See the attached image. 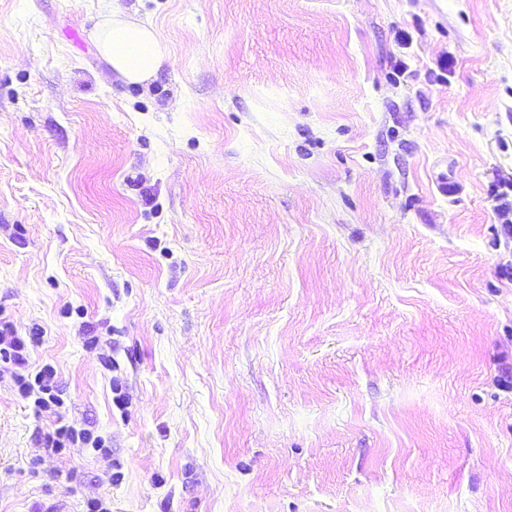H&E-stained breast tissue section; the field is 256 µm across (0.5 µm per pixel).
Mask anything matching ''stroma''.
<instances>
[{
    "mask_svg": "<svg viewBox=\"0 0 512 512\" xmlns=\"http://www.w3.org/2000/svg\"><path fill=\"white\" fill-rule=\"evenodd\" d=\"M111 1L0 0V512H512V0ZM98 49L112 73L126 83H146L165 55L157 33L113 10L101 31ZM0 355L5 360L16 364H24L27 361L26 344L22 336L15 334V329L9 322L0 323ZM4 345V347H2ZM35 383L38 386V392L41 394L34 401L39 409L47 408L50 403L59 404V400L53 393L56 386L54 385V371L51 367L45 366L40 370L35 377ZM43 395H47V398ZM60 437L65 438L70 443H74V442H78V441H80L84 445H88L91 443L92 448L95 451H98L99 453L101 452V454L108 453V449L103 448L104 445H103L100 437L97 436V437L93 438L90 433H87V432L79 433V432H75L73 429H68V428L60 429V431L58 432L57 439L53 438L52 440H50V438H49L47 440V443H48L47 446H49V444L51 443L52 448H56V449L61 448V444H63V441L60 440Z\"/></svg>",
    "mask_w": 512,
    "mask_h": 512,
    "instance_id": "35a3bbf8",
    "label": "stroma"
}]
</instances>
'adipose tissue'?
<instances>
[{"label": "adipose tissue", "mask_w": 512, "mask_h": 512, "mask_svg": "<svg viewBox=\"0 0 512 512\" xmlns=\"http://www.w3.org/2000/svg\"><path fill=\"white\" fill-rule=\"evenodd\" d=\"M98 49L113 74L133 84L149 81L165 55L162 42L152 28L116 12L107 17Z\"/></svg>", "instance_id": "obj_1"}]
</instances>
